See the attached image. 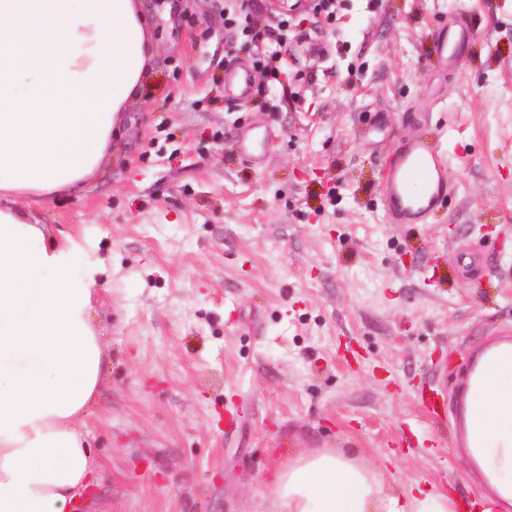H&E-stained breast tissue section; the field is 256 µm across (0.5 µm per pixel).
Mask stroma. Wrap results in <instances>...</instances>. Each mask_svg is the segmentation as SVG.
Wrapping results in <instances>:
<instances>
[{
  "label": "stroma",
  "mask_w": 512,
  "mask_h": 512,
  "mask_svg": "<svg viewBox=\"0 0 512 512\" xmlns=\"http://www.w3.org/2000/svg\"><path fill=\"white\" fill-rule=\"evenodd\" d=\"M193 0L153 17L151 65L82 199L35 209L50 235L104 265L94 320L111 359L88 420L101 476L68 512H267L268 476L332 451L382 470L386 492L440 482L490 493L411 385L459 402L480 343L512 328V0ZM293 27L281 83L224 71ZM476 38L463 68L427 55L437 21ZM396 136H439L455 200L387 224L380 165ZM269 135L260 156L240 137ZM446 271L429 283L426 266ZM244 398L224 428L230 387ZM224 84L241 98H245L251 91V71L247 65L225 70ZM235 90V91H234Z\"/></svg>",
  "instance_id": "stroma-1"
}]
</instances>
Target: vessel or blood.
<instances>
[{
	"instance_id": "obj_1",
	"label": "vessel or blood",
	"mask_w": 512,
	"mask_h": 512,
	"mask_svg": "<svg viewBox=\"0 0 512 512\" xmlns=\"http://www.w3.org/2000/svg\"><path fill=\"white\" fill-rule=\"evenodd\" d=\"M474 39V30L466 24L453 27L443 24L432 33L430 53L448 67L457 68ZM224 84L240 97H247L251 91L249 67L244 65L226 70ZM447 168L448 156L436 139L422 136L394 139L380 181L385 222L424 224L437 210L446 207L458 194L457 184L447 178ZM509 372L512 373V336L504 334L478 347L463 390V408L454 417L446 415L440 387H421L415 390L414 395L434 423L454 422L461 446L477 447L482 442L480 418L484 410L486 384Z\"/></svg>"
}]
</instances>
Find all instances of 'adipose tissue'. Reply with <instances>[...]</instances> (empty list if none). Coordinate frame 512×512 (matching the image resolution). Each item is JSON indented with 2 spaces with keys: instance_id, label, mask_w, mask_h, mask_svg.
I'll use <instances>...</instances> for the list:
<instances>
[{
  "instance_id": "adipose-tissue-1",
  "label": "adipose tissue",
  "mask_w": 512,
  "mask_h": 512,
  "mask_svg": "<svg viewBox=\"0 0 512 512\" xmlns=\"http://www.w3.org/2000/svg\"><path fill=\"white\" fill-rule=\"evenodd\" d=\"M137 0H0V512H66L101 469L86 419L109 363L93 325L98 267L34 219L81 197L147 66ZM491 448L473 449L512 501V375L486 391ZM272 512H450L438 485L388 494L331 452L271 477Z\"/></svg>"
}]
</instances>
